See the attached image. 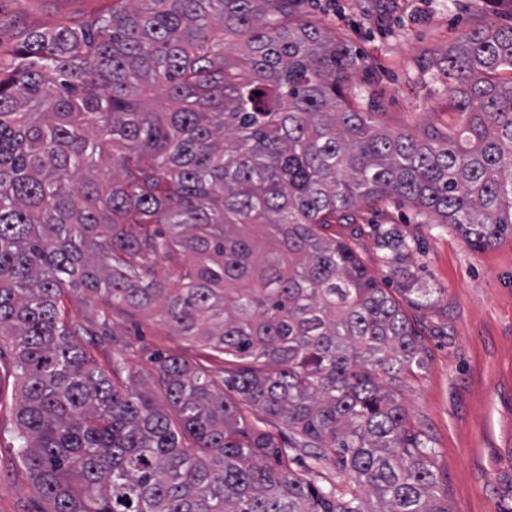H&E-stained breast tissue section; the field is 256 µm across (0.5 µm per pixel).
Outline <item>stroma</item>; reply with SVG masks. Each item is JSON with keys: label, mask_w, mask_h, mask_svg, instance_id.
Returning a JSON list of instances; mask_svg holds the SVG:
<instances>
[{"label": "stroma", "mask_w": 512, "mask_h": 512, "mask_svg": "<svg viewBox=\"0 0 512 512\" xmlns=\"http://www.w3.org/2000/svg\"><path fill=\"white\" fill-rule=\"evenodd\" d=\"M110 0H0V63L28 31L90 22ZM309 18L342 37L357 63L353 89L372 103L388 129L419 135L446 127L449 86L434 68L449 46L475 23L512 26V0H310ZM393 227L411 246L400 263L378 246ZM376 279L419 324L426 365L407 377L400 401L412 424L429 437L438 473L448 479L450 512H512V237L482 250L448 224L417 214L394 196L359 207L334 226ZM430 288L428 306L414 289ZM119 342L85 337L99 363L133 350L136 367L158 353L190 363L207 358L200 343L172 335L157 313L114 312ZM10 340L0 341V512H44L16 458L13 437L19 389Z\"/></svg>", "instance_id": "35a3bbf8"}]
</instances>
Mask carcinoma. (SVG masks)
<instances>
[{
  "instance_id": "cac0c4a2",
  "label": "carcinoma",
  "mask_w": 512,
  "mask_h": 512,
  "mask_svg": "<svg viewBox=\"0 0 512 512\" xmlns=\"http://www.w3.org/2000/svg\"><path fill=\"white\" fill-rule=\"evenodd\" d=\"M304 2L111 0L0 68V338L48 512H449L397 394L420 333L327 230L400 196L477 248L512 235V26L448 47L462 121L418 138L357 108L354 57ZM68 296L102 300L111 341L112 311L158 308L224 377L101 367Z\"/></svg>"
}]
</instances>
